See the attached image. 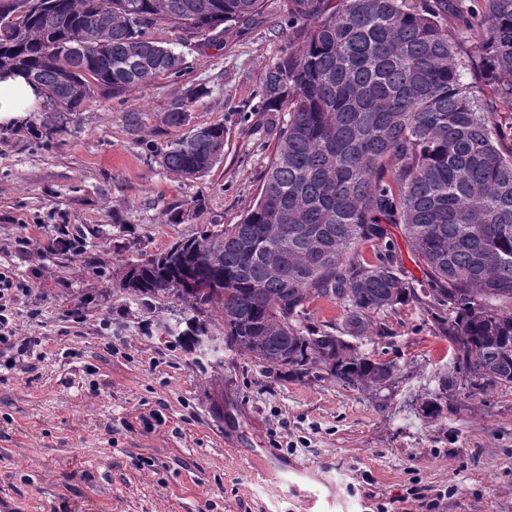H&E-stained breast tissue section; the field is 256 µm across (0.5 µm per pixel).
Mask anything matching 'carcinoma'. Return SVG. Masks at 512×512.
Returning a JSON list of instances; mask_svg holds the SVG:
<instances>
[{"mask_svg": "<svg viewBox=\"0 0 512 512\" xmlns=\"http://www.w3.org/2000/svg\"><path fill=\"white\" fill-rule=\"evenodd\" d=\"M264 0H0V73L40 86L57 112H80L178 78L183 55L152 37L166 26L183 44L239 34ZM294 29L265 72L261 105L275 141L255 204L236 224L126 265L124 288L149 305H181L169 336L194 349L223 333L224 347L279 378L332 381L358 393L395 385L393 359L360 349L374 315L411 299L438 310L453 370L422 411L442 417L460 391L512 389V125L479 103L467 72L482 69L512 110V0H483L470 16L482 38L468 52L448 35V0H282ZM209 95L194 86L166 124L189 125ZM222 123L194 126L160 153L188 180L224 158ZM400 227L427 287L414 288L392 246ZM364 245L383 246L376 262ZM319 299L342 324H315ZM465 373L456 380L454 374ZM309 317L318 324L336 323L341 321L343 310L337 303L317 300L309 307Z\"/></svg>", "mask_w": 512, "mask_h": 512, "instance_id": "1", "label": "carcinoma"}]
</instances>
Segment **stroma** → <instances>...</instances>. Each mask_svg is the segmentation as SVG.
<instances>
[{
    "instance_id": "35a3bbf8",
    "label": "stroma",
    "mask_w": 512,
    "mask_h": 512,
    "mask_svg": "<svg viewBox=\"0 0 512 512\" xmlns=\"http://www.w3.org/2000/svg\"><path fill=\"white\" fill-rule=\"evenodd\" d=\"M280 0L220 43L182 47L179 78L79 112L39 102L0 125V272L22 283L12 325L25 354L0 345V512H305L258 470V447L325 476L345 512H512V389L458 395L443 418L422 399L452 351L430 311L376 314L366 351L397 360L387 395L278 379L228 352L201 377L164 337L177 308H149L122 287L127 263L235 224L257 198L273 150L256 107L265 70L291 29ZM195 125L223 123L224 160L184 180L150 146L185 133L164 124L189 86ZM141 112V128L126 112ZM51 123L50 142L32 131Z\"/></svg>"
}]
</instances>
